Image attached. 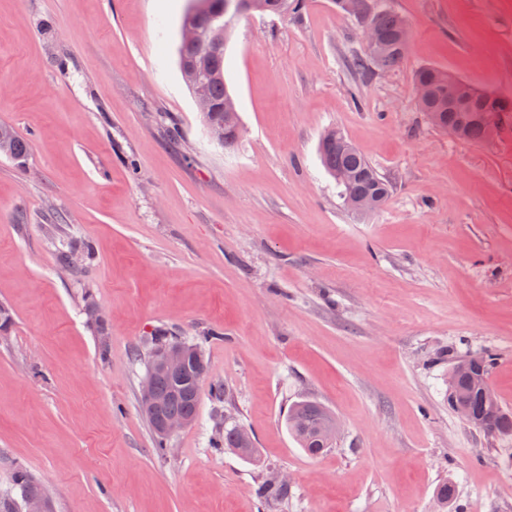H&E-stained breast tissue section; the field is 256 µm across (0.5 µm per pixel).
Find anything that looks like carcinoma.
I'll use <instances>...</instances> for the list:
<instances>
[{
    "instance_id": "obj_1",
    "label": "carcinoma",
    "mask_w": 512,
    "mask_h": 512,
    "mask_svg": "<svg viewBox=\"0 0 512 512\" xmlns=\"http://www.w3.org/2000/svg\"><path fill=\"white\" fill-rule=\"evenodd\" d=\"M377 25L391 43V50L385 60V66L394 69L403 61L406 50L396 45L398 41L399 16L394 12L381 9L377 13ZM350 66L363 76L374 75L373 64L366 52L356 53L350 60ZM179 67L186 85L191 86L196 80H202L212 104V111L202 116L209 131L223 134L221 144L230 148L238 143L236 128L240 125V116H228L225 101L231 97L228 84L224 80V51L220 50L208 56L191 44L182 43L179 48ZM496 108L502 112H512V100L499 97L485 100L481 97L472 102V108ZM319 152L322 163L328 172L333 174L338 168H348L354 175L351 183L343 187L342 193H353L371 189L387 200L390 186L372 166V164L352 144L341 145L333 140L320 141ZM29 154L28 142L19 136L12 127L0 125V155L21 162ZM207 368L202 346L195 342L187 351L181 372L174 376L159 375L156 378V391L163 400L162 413L165 416L182 418L194 423L197 417L200 384ZM463 401L471 413L484 419L496 412L491 424V432L498 435L512 434V412L501 406L498 399H488L481 391L465 383L455 392L448 394V405ZM334 419L333 413L321 403L304 399L294 403L288 411L286 425L300 448L310 456H318L325 449L332 447L325 439L324 430L328 421ZM214 448H229L243 456L251 454L253 441L250 434L239 424L224 426L223 435L214 437ZM14 486L17 496L0 498V512H24L28 499L42 494L43 486L27 471L18 469L15 472ZM264 498L278 499L288 494V485L266 480L256 489Z\"/></svg>"
}]
</instances>
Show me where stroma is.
Masks as SVG:
<instances>
[{
    "mask_svg": "<svg viewBox=\"0 0 512 512\" xmlns=\"http://www.w3.org/2000/svg\"><path fill=\"white\" fill-rule=\"evenodd\" d=\"M380 2L411 41L367 79L332 0L240 18L227 148L179 70L189 0H0V124L30 143L0 156V497L21 468L51 512H437L445 483L448 512H512V437L448 405L451 359L490 353L512 410V121L453 139L413 80L434 66L511 98L512 0ZM334 127L390 182L381 209H348L324 170ZM69 240L94 247L75 272ZM160 329L202 341L225 389L166 456L138 405ZM305 398L340 423L315 458L285 424ZM228 415L252 456L211 448ZM281 475L287 498L255 496Z\"/></svg>",
    "mask_w": 512,
    "mask_h": 512,
    "instance_id": "35a3bbf8",
    "label": "stroma"
}]
</instances>
